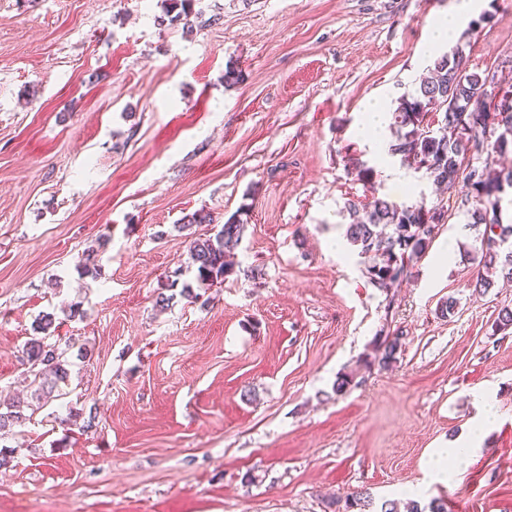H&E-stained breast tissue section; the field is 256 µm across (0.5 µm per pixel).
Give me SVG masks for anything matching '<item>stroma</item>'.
Listing matches in <instances>:
<instances>
[{
  "mask_svg": "<svg viewBox=\"0 0 512 512\" xmlns=\"http://www.w3.org/2000/svg\"><path fill=\"white\" fill-rule=\"evenodd\" d=\"M454 3L192 0L168 25L167 0H0V394L29 397L42 315L70 363L62 400L0 440V512H334L357 492L368 512H512V329H495L512 283L474 293L464 209L448 202L390 292L353 247L336 254L347 200H439L358 131L367 100L414 92ZM484 10L448 47L512 85V0ZM197 210L211 223L180 229ZM238 213L234 273L157 305L168 279L193 283L192 238ZM90 248L94 280L76 270ZM389 327L397 363L360 369ZM341 372L359 384L339 398ZM488 386L482 448L429 482L425 462L469 431Z\"/></svg>",
  "mask_w": 512,
  "mask_h": 512,
  "instance_id": "1",
  "label": "stroma"
}]
</instances>
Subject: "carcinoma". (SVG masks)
I'll use <instances>...</instances> for the list:
<instances>
[{"label":"carcinoma","instance_id":"obj_1","mask_svg":"<svg viewBox=\"0 0 512 512\" xmlns=\"http://www.w3.org/2000/svg\"><path fill=\"white\" fill-rule=\"evenodd\" d=\"M441 115V128H431L430 115ZM512 128V86L504 89L488 86L486 75L471 72L467 60L459 52L441 54L430 65L429 76L420 80L415 93L404 97L392 111L395 137L388 152L402 161L425 170L434 182L455 195L462 188L459 205L469 216L467 226L475 231L480 256L474 284L476 292L484 294L494 286L493 276L512 279V256L498 246L512 240V223L501 220L500 194L512 188V169L494 167V161L472 154L474 162H466L470 145L480 142L492 154L512 153V134L494 135L497 120ZM345 209L351 219L346 239L357 250L363 264V274L369 283L384 292L398 287L409 274L414 260L425 254L437 237L442 223L434 222L431 210L446 212L444 205L427 208L422 201L407 204L375 197L368 204L347 200ZM246 223L230 217L213 235H200L190 242V266L195 268V285H178L173 281L167 288H181L180 294L199 298L193 289L205 290L233 272L235 250ZM54 318L43 316L26 347V361L39 387L30 399H0V439L11 429L32 418L54 396H62L60 384L69 379L68 361L64 352L47 342ZM403 332L395 330L379 338L373 354L362 360L361 366L390 368L397 362L402 348Z\"/></svg>","mask_w":512,"mask_h":512}]
</instances>
